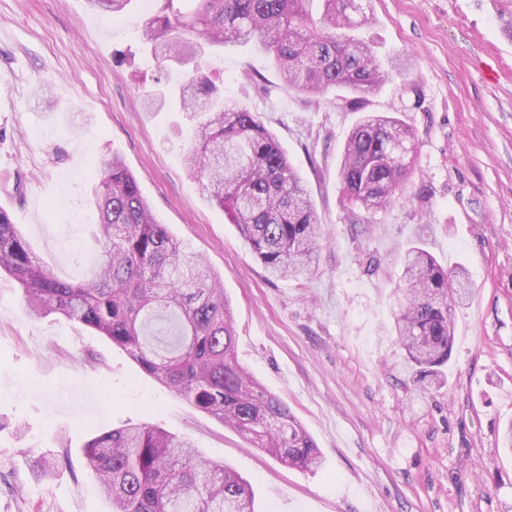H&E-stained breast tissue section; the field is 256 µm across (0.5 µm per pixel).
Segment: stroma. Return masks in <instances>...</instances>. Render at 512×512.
<instances>
[{
	"label": "stroma",
	"instance_id": "obj_1",
	"mask_svg": "<svg viewBox=\"0 0 512 512\" xmlns=\"http://www.w3.org/2000/svg\"><path fill=\"white\" fill-rule=\"evenodd\" d=\"M362 34L411 56L408 83L359 103L284 84L251 47L197 49L159 64L140 39L156 0L112 17L86 0H0V204L41 263L79 282L99 250L89 201L118 153L174 238L222 278L237 353L288 404L322 457L290 467L193 409L93 329L27 316L0 275V512H109L83 448L128 423L189 437L253 487L258 512H512V0H365ZM207 75L258 112L305 180L325 238L315 273L274 278L183 163L191 126L151 112L165 77ZM391 112L419 141L404 203L353 223L337 178L362 112ZM464 266L474 288L454 314L448 379L410 382L389 339L400 256ZM63 478L41 474L46 450Z\"/></svg>",
	"mask_w": 512,
	"mask_h": 512
}]
</instances>
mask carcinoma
<instances>
[{"label": "carcinoma", "instance_id": "cac0c4a2", "mask_svg": "<svg viewBox=\"0 0 512 512\" xmlns=\"http://www.w3.org/2000/svg\"><path fill=\"white\" fill-rule=\"evenodd\" d=\"M120 14L130 0H87ZM141 29L144 43L165 45L185 63L195 40L222 48L251 45L271 55L288 85L324 96L347 90L363 100L409 78L412 62L383 56L350 34L371 23L362 0H159ZM176 98L194 122L185 161L207 201L238 226L266 271L277 277L315 272L323 230L307 187L258 113L224 97L205 77L189 75L174 94L148 97L154 111ZM417 145L402 120L368 113L344 145L338 177L348 203L367 214L402 203ZM92 203L99 213L100 263L83 283L41 265L0 206V272L22 293L28 315L56 313L125 350L143 372L193 408L240 433L280 461L313 470L316 443L288 406L238 361L229 302L216 275L154 216L139 182L117 154L100 162ZM394 290L393 341L406 353L410 378L439 384L452 356L453 313L472 294L465 269L443 268L408 247ZM112 512H255L249 483L231 467L199 455L192 442L158 426L102 432L84 448ZM60 477L66 459L46 457Z\"/></svg>", "mask_w": 512, "mask_h": 512}]
</instances>
